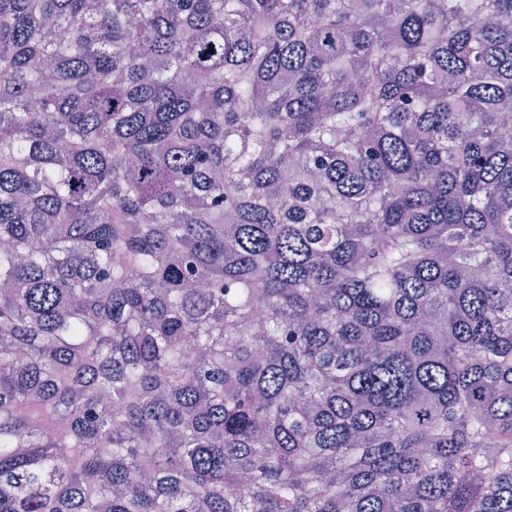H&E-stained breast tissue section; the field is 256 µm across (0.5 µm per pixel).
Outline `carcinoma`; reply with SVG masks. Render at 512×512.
<instances>
[{"label": "carcinoma", "instance_id": "carcinoma-1", "mask_svg": "<svg viewBox=\"0 0 512 512\" xmlns=\"http://www.w3.org/2000/svg\"><path fill=\"white\" fill-rule=\"evenodd\" d=\"M511 130L512 0H0V512H512Z\"/></svg>", "mask_w": 512, "mask_h": 512}]
</instances>
